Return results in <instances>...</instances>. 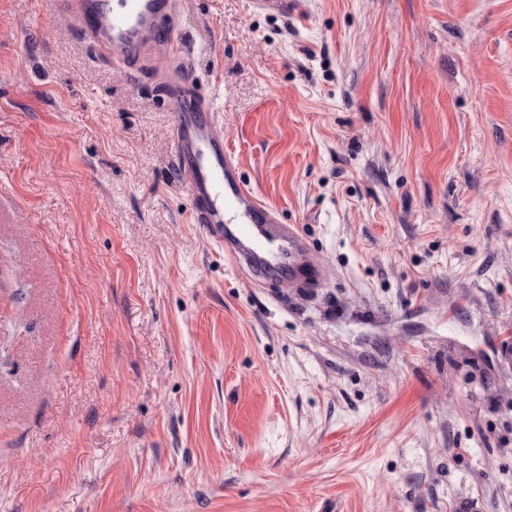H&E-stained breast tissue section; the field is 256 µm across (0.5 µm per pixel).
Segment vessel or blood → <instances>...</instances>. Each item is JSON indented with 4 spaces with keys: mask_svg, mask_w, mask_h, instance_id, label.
Segmentation results:
<instances>
[{
    "mask_svg": "<svg viewBox=\"0 0 512 512\" xmlns=\"http://www.w3.org/2000/svg\"><path fill=\"white\" fill-rule=\"evenodd\" d=\"M94 56L125 67L148 50L166 46L169 72L161 73L173 114L179 182L191 196L189 219L202 225L225 263L247 270L253 281L294 287L319 280L321 266L296 226L280 223L271 206L242 180L224 148L221 120L211 95L181 45L179 0H61Z\"/></svg>",
    "mask_w": 512,
    "mask_h": 512,
    "instance_id": "vessel-or-blood-1",
    "label": "vessel or blood"
}]
</instances>
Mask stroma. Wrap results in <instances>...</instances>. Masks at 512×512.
I'll return each mask as SVG.
<instances>
[{
    "label": "stroma",
    "mask_w": 512,
    "mask_h": 512,
    "mask_svg": "<svg viewBox=\"0 0 512 512\" xmlns=\"http://www.w3.org/2000/svg\"><path fill=\"white\" fill-rule=\"evenodd\" d=\"M315 288L189 223L154 70L0 0V512H512V0H184Z\"/></svg>",
    "instance_id": "obj_1"
}]
</instances>
